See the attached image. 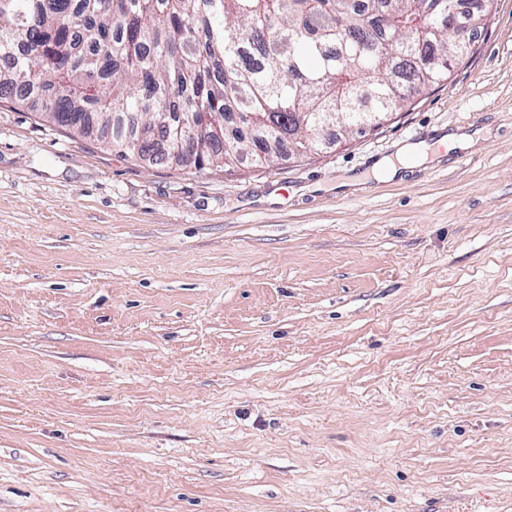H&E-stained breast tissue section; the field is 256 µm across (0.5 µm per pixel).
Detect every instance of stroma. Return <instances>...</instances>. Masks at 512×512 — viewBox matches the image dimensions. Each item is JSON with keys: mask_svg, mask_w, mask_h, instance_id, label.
Listing matches in <instances>:
<instances>
[{"mask_svg": "<svg viewBox=\"0 0 512 512\" xmlns=\"http://www.w3.org/2000/svg\"><path fill=\"white\" fill-rule=\"evenodd\" d=\"M0 512H512V0L380 129L266 168L0 102ZM470 141L471 137L468 134L449 133L441 136L431 145L406 144L398 150L396 161L381 160L374 164L373 169L378 177H393L399 172V163L405 167L407 161L413 158L426 160L430 156L438 157L441 155V149L444 150V153L455 148L463 149L469 146Z\"/></svg>", "mask_w": 512, "mask_h": 512, "instance_id": "stroma-1", "label": "stroma"}]
</instances>
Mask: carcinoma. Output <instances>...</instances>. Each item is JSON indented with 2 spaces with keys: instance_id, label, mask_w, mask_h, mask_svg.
<instances>
[{
  "instance_id": "cac0c4a2",
  "label": "carcinoma",
  "mask_w": 512,
  "mask_h": 512,
  "mask_svg": "<svg viewBox=\"0 0 512 512\" xmlns=\"http://www.w3.org/2000/svg\"><path fill=\"white\" fill-rule=\"evenodd\" d=\"M493 2L462 38L437 19L458 0H0V100L133 156L162 123L195 140L198 172L264 166L447 80Z\"/></svg>"
}]
</instances>
